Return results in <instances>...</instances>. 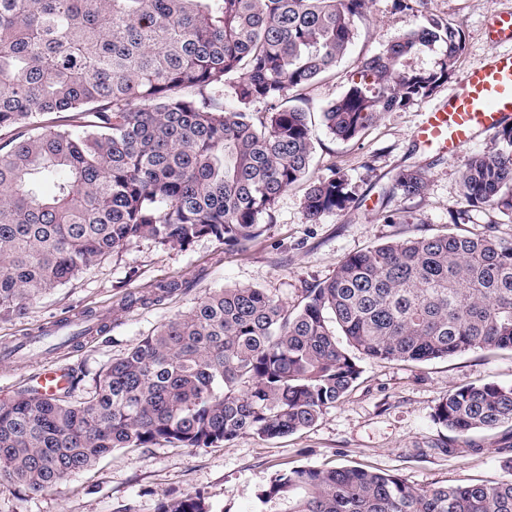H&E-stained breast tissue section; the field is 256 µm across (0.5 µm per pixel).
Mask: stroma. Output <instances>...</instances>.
Returning a JSON list of instances; mask_svg holds the SVG:
<instances>
[{"label": "stroma", "mask_w": 512, "mask_h": 512, "mask_svg": "<svg viewBox=\"0 0 512 512\" xmlns=\"http://www.w3.org/2000/svg\"><path fill=\"white\" fill-rule=\"evenodd\" d=\"M512 11V0H369L358 37L345 64L310 89L313 109L338 98L358 61L416 28L423 13L461 23L465 49L454 71L431 97L386 113L359 138L335 140L323 126L313 128L314 176L344 173L354 201L341 212L309 222L303 191L284 192L274 221L245 252L225 250L202 238L186 250L141 239L120 253L27 304L23 315L0 317V348L12 347L50 324L93 313L103 326L52 352L0 359V398L32 388L47 366L78 374L73 400L87 397L96 377L115 359L177 315L188 312L215 288L245 285L264 289L296 307L305 288L333 276L341 259L367 247L411 235L434 233L464 209L461 169L465 156L495 151L497 129L479 131L461 156L449 158L413 137L426 113L456 93L464 72L494 55L512 52V40L493 32L497 16ZM425 170L427 184L416 196L386 198L400 170ZM397 211L401 223L382 214ZM176 280L180 290L158 303L142 295ZM354 387L317 422L295 434L261 439L242 435L210 448H118L91 469L40 493L0 484V512H159L161 502L181 493H202L212 512H270L262 499L276 474L286 468L359 466L396 473L420 486L493 483L503 478L506 456L498 436H479L478 450L457 457L438 445L449 432L432 418L449 390L494 382L512 386V351L472 350L426 362L362 359Z\"/></svg>", "instance_id": "stroma-1"}]
</instances>
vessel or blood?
Wrapping results in <instances>:
<instances>
[{
	"label": "vessel or blood",
	"mask_w": 512,
	"mask_h": 512,
	"mask_svg": "<svg viewBox=\"0 0 512 512\" xmlns=\"http://www.w3.org/2000/svg\"><path fill=\"white\" fill-rule=\"evenodd\" d=\"M512 117V54L496 55L482 67L468 70L460 90L446 105L431 109L415 130L420 143L456 156L482 129ZM70 384L60 367H46L35 378L36 391L52 396Z\"/></svg>",
	"instance_id": "obj_1"
}]
</instances>
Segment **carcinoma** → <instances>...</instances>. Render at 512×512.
<instances>
[{
  "instance_id": "cac0c4a2",
  "label": "carcinoma",
  "mask_w": 512,
  "mask_h": 512,
  "mask_svg": "<svg viewBox=\"0 0 512 512\" xmlns=\"http://www.w3.org/2000/svg\"><path fill=\"white\" fill-rule=\"evenodd\" d=\"M367 4L0 0V317L139 239L186 250L208 237L244 252L295 186H305L311 222L346 209L343 173L309 178L306 91L346 57ZM464 47L461 25L422 15L362 60L321 109L323 125L338 140L358 138L431 96ZM426 52L433 65L412 67ZM61 113L62 123L45 121ZM499 139L502 148L464 160L462 195L470 208L512 217V125ZM425 187L415 166L394 178L406 196ZM474 349L512 350V241L490 229L351 254L293 310L261 288H216L112 362L85 401L33 390L1 399L0 482L39 492L115 448L288 436L358 380L352 350L425 362ZM432 417L454 434L442 446L448 454L504 425L512 448V386L457 388ZM503 469L493 485L416 487L355 466L298 467L277 475L262 499L283 505L279 512H512V456ZM160 512L210 505L184 494Z\"/></svg>"
}]
</instances>
